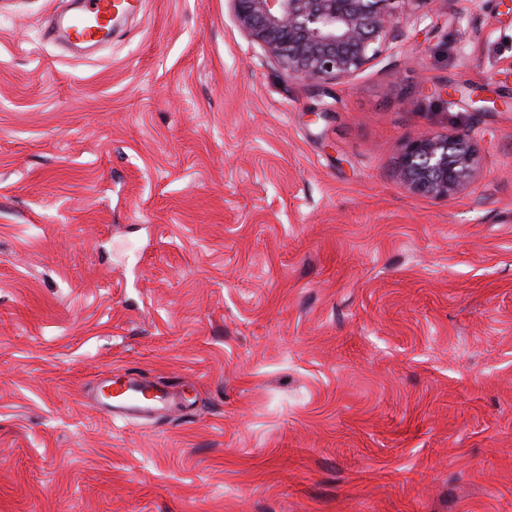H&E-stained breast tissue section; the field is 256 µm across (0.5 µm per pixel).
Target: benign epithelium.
Segmentation results:
<instances>
[{"mask_svg": "<svg viewBox=\"0 0 512 512\" xmlns=\"http://www.w3.org/2000/svg\"><path fill=\"white\" fill-rule=\"evenodd\" d=\"M247 40L295 80L340 83L398 38L397 15L416 14L428 0H228ZM479 152L465 133H427L409 142L398 163L405 188L448 197L479 170Z\"/></svg>", "mask_w": 512, "mask_h": 512, "instance_id": "benign-epithelium-1", "label": "benign epithelium"}]
</instances>
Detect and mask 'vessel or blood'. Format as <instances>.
Instances as JSON below:
<instances>
[{"label":"vessel or blood","mask_w":512,"mask_h":512,"mask_svg":"<svg viewBox=\"0 0 512 512\" xmlns=\"http://www.w3.org/2000/svg\"><path fill=\"white\" fill-rule=\"evenodd\" d=\"M75 11L53 16L46 28L48 39H63L79 48L94 47L112 36V17L125 9L124 0H74ZM112 396H105L103 380L90 387L93 405L109 415L136 420L146 419L175 406L176 396L162 383L128 373L114 378Z\"/></svg>","instance_id":"vessel-or-blood-1"}]
</instances>
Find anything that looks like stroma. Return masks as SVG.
Masks as SVG:
<instances>
[{
    "mask_svg": "<svg viewBox=\"0 0 512 512\" xmlns=\"http://www.w3.org/2000/svg\"><path fill=\"white\" fill-rule=\"evenodd\" d=\"M59 4L0 0V512H512V11L428 0L311 85L227 0L89 57ZM428 131L461 192L401 184ZM130 371L185 404L113 421ZM479 161L470 135L427 133L404 147L398 173L404 187L414 194L448 197L472 181Z\"/></svg>",
    "mask_w": 512,
    "mask_h": 512,
    "instance_id": "stroma-1",
    "label": "stroma"
}]
</instances>
